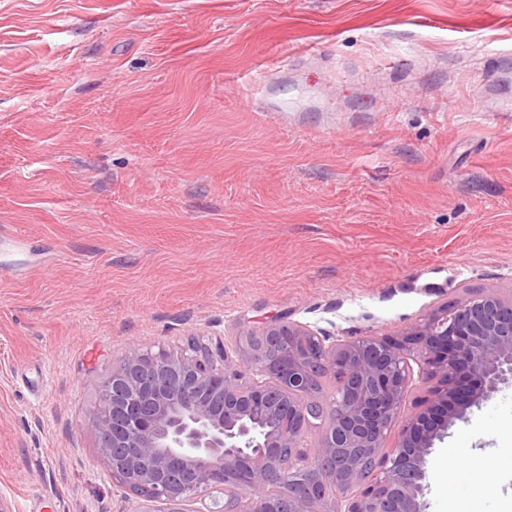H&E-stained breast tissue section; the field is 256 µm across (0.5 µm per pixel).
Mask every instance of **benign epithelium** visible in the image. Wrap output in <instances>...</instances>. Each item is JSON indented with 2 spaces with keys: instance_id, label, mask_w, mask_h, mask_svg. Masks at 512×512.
Masks as SVG:
<instances>
[{
  "instance_id": "7a95c632",
  "label": "benign epithelium",
  "mask_w": 512,
  "mask_h": 512,
  "mask_svg": "<svg viewBox=\"0 0 512 512\" xmlns=\"http://www.w3.org/2000/svg\"><path fill=\"white\" fill-rule=\"evenodd\" d=\"M238 335L264 345L232 354L221 339L193 350L129 348L102 380L89 426L105 471L136 496L138 512H185L194 501L199 512H277L240 492L303 465L309 406L322 418L320 477L290 484L284 512H423L434 442L512 384V294L445 302L395 339L327 344L309 325L282 319ZM317 371L337 382L324 400L313 389ZM414 372L428 396L406 414ZM399 422L394 445L383 447ZM283 447L294 449L287 460L271 453Z\"/></svg>"
}]
</instances>
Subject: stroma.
<instances>
[{
	"mask_svg": "<svg viewBox=\"0 0 512 512\" xmlns=\"http://www.w3.org/2000/svg\"><path fill=\"white\" fill-rule=\"evenodd\" d=\"M509 47L512 0H0L8 512H135L88 427L129 345L511 292ZM284 75L313 101L258 114ZM509 418L504 386L435 442L424 512H512Z\"/></svg>",
	"mask_w": 512,
	"mask_h": 512,
	"instance_id": "1",
	"label": "stroma"
}]
</instances>
